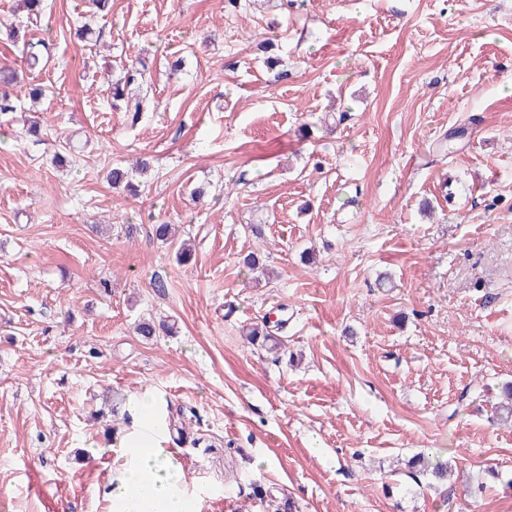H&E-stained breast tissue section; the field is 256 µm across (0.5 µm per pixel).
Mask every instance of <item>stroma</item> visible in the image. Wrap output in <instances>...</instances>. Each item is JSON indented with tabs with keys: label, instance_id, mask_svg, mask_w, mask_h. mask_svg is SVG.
<instances>
[{
	"label": "stroma",
	"instance_id": "stroma-1",
	"mask_svg": "<svg viewBox=\"0 0 512 512\" xmlns=\"http://www.w3.org/2000/svg\"><path fill=\"white\" fill-rule=\"evenodd\" d=\"M47 2L43 135L0 117V512H111L146 389L197 512H512V0ZM172 227L171 224H157L153 227L154 235L157 240L162 243L174 246L176 249V256L181 262H186L193 255L194 245L190 243V240H183L180 244L172 239Z\"/></svg>",
	"mask_w": 512,
	"mask_h": 512
}]
</instances>
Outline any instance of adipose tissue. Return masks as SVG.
I'll use <instances>...</instances> for the list:
<instances>
[{
	"instance_id": "1",
	"label": "adipose tissue",
	"mask_w": 512,
	"mask_h": 512,
	"mask_svg": "<svg viewBox=\"0 0 512 512\" xmlns=\"http://www.w3.org/2000/svg\"><path fill=\"white\" fill-rule=\"evenodd\" d=\"M131 426L113 443L112 512H186L181 469L163 449L158 398L146 390L130 399Z\"/></svg>"
}]
</instances>
